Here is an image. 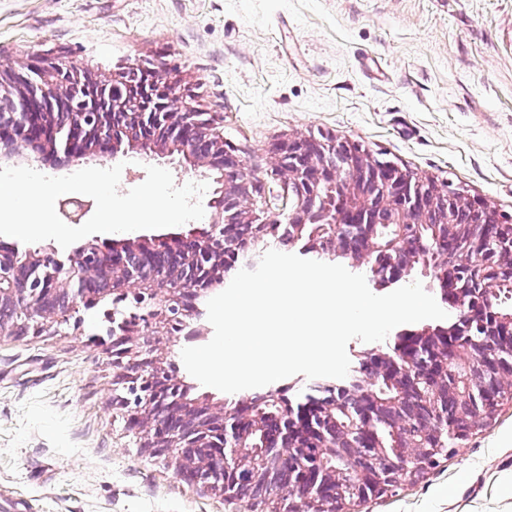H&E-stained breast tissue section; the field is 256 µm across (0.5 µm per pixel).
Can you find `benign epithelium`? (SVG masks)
Instances as JSON below:
<instances>
[{"mask_svg": "<svg viewBox=\"0 0 512 512\" xmlns=\"http://www.w3.org/2000/svg\"><path fill=\"white\" fill-rule=\"evenodd\" d=\"M134 91L117 94L123 87ZM0 154L10 156L46 142L53 155L71 164L87 162L100 148L117 153L121 145L160 164H189L213 177L207 202L208 226L175 238L177 258L153 279L143 276L155 246L115 243L107 254L88 244L66 259L45 250L25 261L0 258V337L39 331L76 309L112 298V357L121 386L120 404L140 447L167 456L185 481L224 500H258L268 512H352L412 482L448 455L440 430L411 421L400 442L387 448L371 437L373 409L361 403L342 430L351 454L342 469L328 465L337 448L336 403L301 407L288 414L273 435L254 401L228 411L208 397L190 398L177 371L156 354L141 363L124 361L137 349L153 347L190 316L182 303L203 277H224V246L257 247L274 224L294 225L289 244L302 237L322 242L373 273L397 281L419 266L442 296L469 324L487 330L483 352L472 349L457 325L413 332L402 363L387 367L385 357H370L357 382L366 396L383 379L405 383L393 412L409 398L438 401L448 394L466 402L452 427L464 437L468 416L479 404L512 394V359L490 363L483 355L512 341V311L497 308L498 289L512 288V217L487 202L374 155L332 134L295 135L271 150L272 171L291 201L278 218L256 206L260 184L247 160L224 139L215 115L190 107L177 83L152 64L134 63L110 78H99L66 57L32 62L18 72L0 67ZM392 224L396 236L383 238L378 225ZM432 229L431 235L423 233ZM424 354V367L413 369ZM274 457H288L294 468L280 478Z\"/></svg>", "mask_w": 512, "mask_h": 512, "instance_id": "obj_1", "label": "benign epithelium"}]
</instances>
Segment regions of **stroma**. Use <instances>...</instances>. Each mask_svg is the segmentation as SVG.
Here are the masks:
<instances>
[{"label": "stroma", "instance_id": "35a3bbf8", "mask_svg": "<svg viewBox=\"0 0 512 512\" xmlns=\"http://www.w3.org/2000/svg\"><path fill=\"white\" fill-rule=\"evenodd\" d=\"M67 57L97 75L149 61L261 182L269 148L332 133L512 216V0H0V65ZM164 351L191 396L236 402ZM111 302L0 339V512H251L140 448L113 391ZM355 512H512V401L423 479Z\"/></svg>", "mask_w": 512, "mask_h": 512}]
</instances>
